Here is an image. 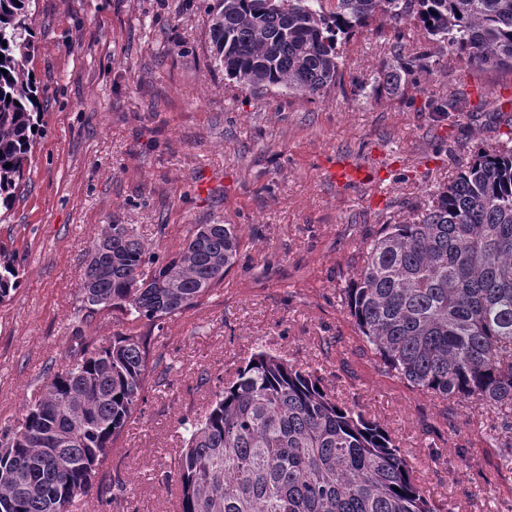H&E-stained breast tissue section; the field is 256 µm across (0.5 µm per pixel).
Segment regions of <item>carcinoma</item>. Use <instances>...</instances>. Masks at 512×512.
Returning a JSON list of instances; mask_svg holds the SVG:
<instances>
[{"mask_svg":"<svg viewBox=\"0 0 512 512\" xmlns=\"http://www.w3.org/2000/svg\"><path fill=\"white\" fill-rule=\"evenodd\" d=\"M30 2L0 0V222L38 128ZM211 15L215 64L258 90L323 96L341 81L342 44L376 18L421 25L467 66L512 69V0H216ZM239 246L234 224H192L161 260L133 227L109 224L88 250L81 320L119 311L159 328L224 281ZM17 287L0 247V301ZM342 301L409 385L494 409L512 461L511 147L463 166L418 221L385 225ZM148 355V337L118 336L47 378L22 420L0 430V512H70L105 480ZM165 480L179 486L181 512H446L389 430L339 403L318 370L266 351L189 424Z\"/></svg>","mask_w":512,"mask_h":512,"instance_id":"obj_1","label":"carcinoma"}]
</instances>
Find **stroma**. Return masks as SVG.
<instances>
[{
    "label": "stroma",
    "instance_id": "35a3bbf8",
    "mask_svg": "<svg viewBox=\"0 0 512 512\" xmlns=\"http://www.w3.org/2000/svg\"><path fill=\"white\" fill-rule=\"evenodd\" d=\"M215 0H35L29 64L45 105L0 244L20 286L0 302V428L48 376L115 337L151 336L149 380L110 461L127 485L103 512H180L165 484L218 380L253 349L318 367L337 400L391 430L417 482L452 512H512V465L486 407L389 372L342 303L369 237L415 220L480 150L512 145V70L459 68L423 27L373 22L320 98L254 90L212 59ZM406 73L372 83L381 68ZM457 102L458 111L443 112ZM370 179L337 186V164ZM109 224L178 252L193 224L237 225L223 283L162 330L117 311L77 322L85 252Z\"/></svg>",
    "mask_w": 512,
    "mask_h": 512
}]
</instances>
